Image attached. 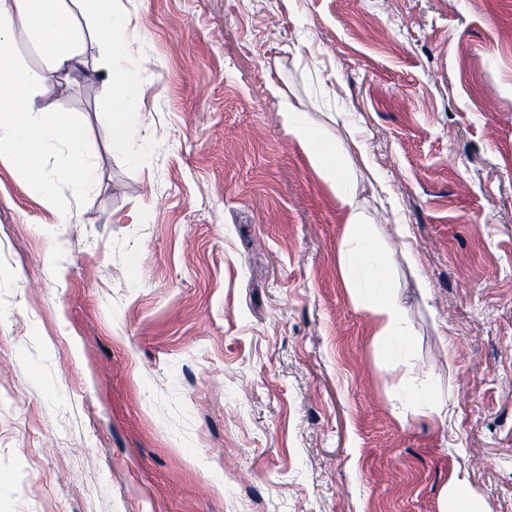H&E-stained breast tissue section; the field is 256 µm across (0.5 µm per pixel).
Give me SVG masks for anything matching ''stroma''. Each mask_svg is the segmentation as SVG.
<instances>
[{
    "label": "stroma",
    "instance_id": "35a3bbf8",
    "mask_svg": "<svg viewBox=\"0 0 512 512\" xmlns=\"http://www.w3.org/2000/svg\"><path fill=\"white\" fill-rule=\"evenodd\" d=\"M115 6L124 55L84 37L40 92L93 191L52 147L61 224L0 161V512H451L459 478L512 512V0ZM286 103L343 152L403 347ZM140 83L138 74L110 73L107 93L101 112L104 113L116 138L124 145H133L132 130L135 124L129 111V101Z\"/></svg>",
    "mask_w": 512,
    "mask_h": 512
}]
</instances>
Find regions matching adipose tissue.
<instances>
[{
  "mask_svg": "<svg viewBox=\"0 0 512 512\" xmlns=\"http://www.w3.org/2000/svg\"><path fill=\"white\" fill-rule=\"evenodd\" d=\"M80 17L107 56L124 53L127 24L114 8L113 0H0V159L8 158L18 165L22 176L36 188L41 205L50 210L57 209L58 201L54 182L45 170L47 144L58 141L69 146L66 175L81 188L88 190L95 185L96 170L83 150L80 126L49 106L37 104L45 80L43 72L19 65L9 48L17 23H24L52 70L75 71L81 64L76 24ZM139 83L136 74H110L102 104L116 138L126 145L133 142L135 120L129 101ZM282 117L288 134L297 139L314 167L329 175L338 198L347 206V249L341 255V263L348 268L363 262L375 265L378 274L363 287V305L377 320L380 336L393 337L398 307L387 291L383 258L355 202L353 186L342 176L334 149L312 136L304 112L289 105Z\"/></svg>",
  "mask_w": 512,
  "mask_h": 512,
  "instance_id": "obj_1",
  "label": "adipose tissue"
}]
</instances>
